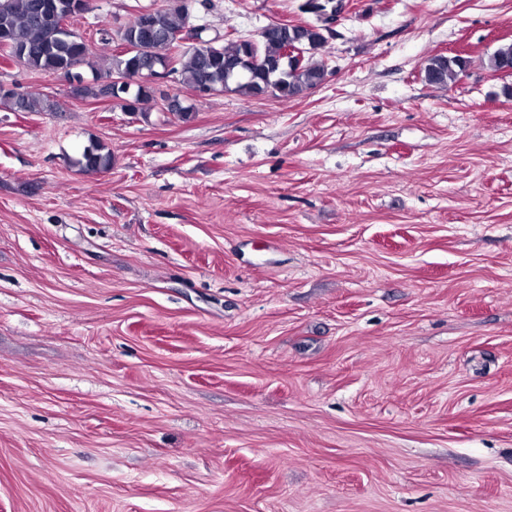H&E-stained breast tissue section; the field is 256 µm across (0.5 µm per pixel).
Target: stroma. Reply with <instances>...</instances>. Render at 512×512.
Here are the masks:
<instances>
[{"mask_svg": "<svg viewBox=\"0 0 512 512\" xmlns=\"http://www.w3.org/2000/svg\"><path fill=\"white\" fill-rule=\"evenodd\" d=\"M303 2L186 0L228 43ZM167 4L71 19L84 82ZM511 42L512 0H345L321 86L169 79L186 120L0 60L49 105H0V512H512ZM468 61L460 56L434 55L423 68L424 78L429 84L447 86L458 81L466 71ZM74 164L85 173L102 172L112 165V151L110 149L105 151V147L93 144L83 150Z\"/></svg>", "mask_w": 512, "mask_h": 512, "instance_id": "1", "label": "stroma"}]
</instances>
